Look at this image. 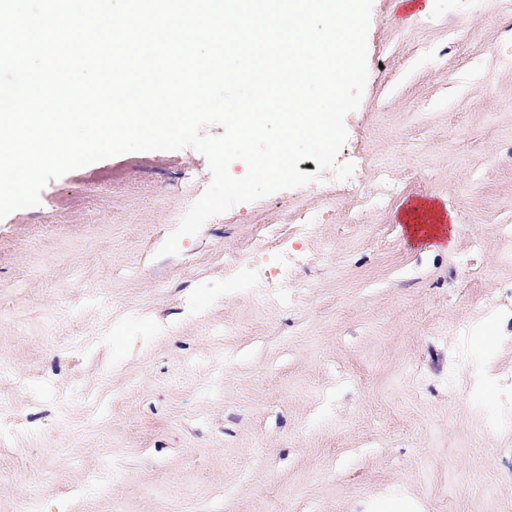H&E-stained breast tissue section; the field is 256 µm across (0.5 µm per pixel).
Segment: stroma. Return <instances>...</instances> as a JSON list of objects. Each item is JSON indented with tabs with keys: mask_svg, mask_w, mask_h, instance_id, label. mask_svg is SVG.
Listing matches in <instances>:
<instances>
[{
	"mask_svg": "<svg viewBox=\"0 0 512 512\" xmlns=\"http://www.w3.org/2000/svg\"><path fill=\"white\" fill-rule=\"evenodd\" d=\"M367 69L349 180L302 160L319 181L177 254L212 182L191 147L69 171L0 220V512H512V14L373 0ZM417 201L454 213L449 249L403 237Z\"/></svg>",
	"mask_w": 512,
	"mask_h": 512,
	"instance_id": "obj_1",
	"label": "stroma"
}]
</instances>
